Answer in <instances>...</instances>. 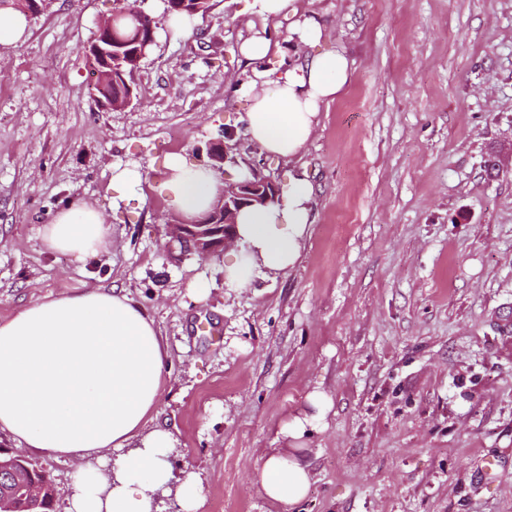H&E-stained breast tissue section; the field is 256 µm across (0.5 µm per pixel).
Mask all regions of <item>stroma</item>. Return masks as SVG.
<instances>
[{"mask_svg": "<svg viewBox=\"0 0 512 512\" xmlns=\"http://www.w3.org/2000/svg\"><path fill=\"white\" fill-rule=\"evenodd\" d=\"M250 4L216 0L175 35L144 0L155 45L119 110L99 107L86 57L113 0L30 15L26 42L0 54V318L98 286L138 303L168 351L148 426L174 433L173 482H196L198 512H280L257 474L315 389L333 409L301 452L313 481L296 512H512V0H290L267 20ZM299 15L353 72L288 161L246 135L240 46L270 34L277 68ZM228 130L226 181L254 167L281 186L306 172L314 188L297 263L257 271L245 293L223 255L168 254L159 190L171 155L211 165ZM117 167L148 179L115 190ZM68 202L106 216L108 252L45 250ZM23 454L65 512L80 460Z\"/></svg>", "mask_w": 512, "mask_h": 512, "instance_id": "1", "label": "stroma"}]
</instances>
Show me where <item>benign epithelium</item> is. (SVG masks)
Segmentation results:
<instances>
[{"mask_svg": "<svg viewBox=\"0 0 512 512\" xmlns=\"http://www.w3.org/2000/svg\"><path fill=\"white\" fill-rule=\"evenodd\" d=\"M103 50L98 43H93L88 51V58L95 75V84L103 86L112 81V66L101 64ZM212 156L222 157L224 161L237 163V144L229 138L219 141L210 147ZM278 186L271 178L258 170H251V178L235 184H224V193L217 207L220 211L209 212L191 222H176L167 225V235L170 237L169 247L185 249L186 242L195 241L196 251L203 257L213 256L236 243V215L241 207L254 202L272 198ZM0 454L10 456L5 466L27 475V497L40 502L44 499L56 501V490L49 474L31 463L21 454L0 448Z\"/></svg>", "mask_w": 512, "mask_h": 512, "instance_id": "benign-epithelium-1", "label": "benign epithelium"}]
</instances>
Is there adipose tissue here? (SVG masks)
Listing matches in <instances>:
<instances>
[{"label": "adipose tissue", "instance_id": "obj_1", "mask_svg": "<svg viewBox=\"0 0 512 512\" xmlns=\"http://www.w3.org/2000/svg\"><path fill=\"white\" fill-rule=\"evenodd\" d=\"M269 39L257 34L241 46L253 68L239 91L249 102L247 135L266 154L294 159L310 140L323 105L349 82L352 63L329 49L265 68ZM223 176L170 156L160 188L176 217L208 211ZM313 186L305 174L289 180L278 201L247 206L237 216L242 246L224 276L245 291L255 271L295 265L311 224ZM47 250L79 260L112 244V226L93 207L70 202L44 225ZM167 353L159 331L125 293L94 287L48 296L0 318V433L19 446L84 460L72 476L66 512H157L156 495L173 478L164 459L175 440L147 422L164 391ZM307 410L280 428L282 447L263 458L258 483L265 498L292 512L313 474L296 455L302 440L327 430L332 400L311 391Z\"/></svg>", "mask_w": 512, "mask_h": 512}]
</instances>
